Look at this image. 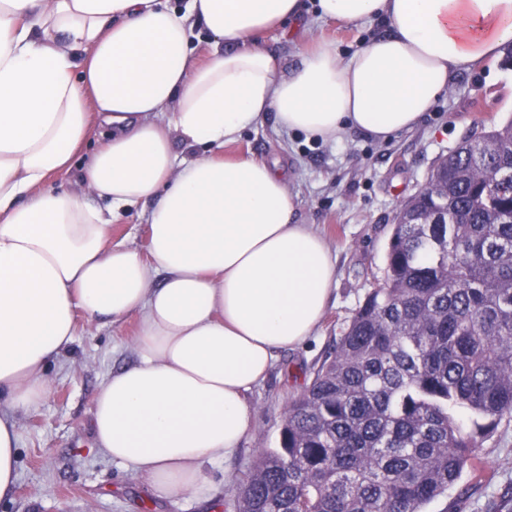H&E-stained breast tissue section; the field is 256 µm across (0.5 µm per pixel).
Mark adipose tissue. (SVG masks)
Wrapping results in <instances>:
<instances>
[{
    "instance_id": "ef3b65f1",
    "label": "adipose tissue",
    "mask_w": 512,
    "mask_h": 512,
    "mask_svg": "<svg viewBox=\"0 0 512 512\" xmlns=\"http://www.w3.org/2000/svg\"><path fill=\"white\" fill-rule=\"evenodd\" d=\"M309 9L389 31L350 58L322 44L293 65L259 43ZM197 28L215 44L204 61ZM511 42L512 0H0V498L18 476L15 416L46 397L80 310L138 323L137 363L94 399L104 454L166 497L231 458L248 392L313 336L336 267L296 222L278 160L225 147L269 117L323 143L387 142ZM95 132L82 192L47 188ZM198 146L208 155L188 156ZM141 202L142 253L111 237Z\"/></svg>"
}]
</instances>
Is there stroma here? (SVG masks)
Masks as SVG:
<instances>
[{
    "instance_id": "1",
    "label": "stroma",
    "mask_w": 512,
    "mask_h": 512,
    "mask_svg": "<svg viewBox=\"0 0 512 512\" xmlns=\"http://www.w3.org/2000/svg\"><path fill=\"white\" fill-rule=\"evenodd\" d=\"M384 31L377 21L343 27L311 15L293 35L272 31L261 40L295 62L324 42L351 56ZM511 118L512 68L497 59L456 75L418 126L386 143L352 132L324 144L270 121L245 131L228 155L280 160L299 203L297 221L318 231L336 260L335 290L321 326L301 346L279 353L268 377L248 393L253 427L235 456L206 465L207 479L194 490L165 498L94 443L95 395L113 370L135 361L137 322L114 327L77 313L72 344L48 367L45 400L16 417L18 479L0 512H235L247 474L264 452L280 445L290 400L382 279L401 202L426 184L437 160L471 131ZM476 455L478 471H464L426 512H512V419H502Z\"/></svg>"
}]
</instances>
